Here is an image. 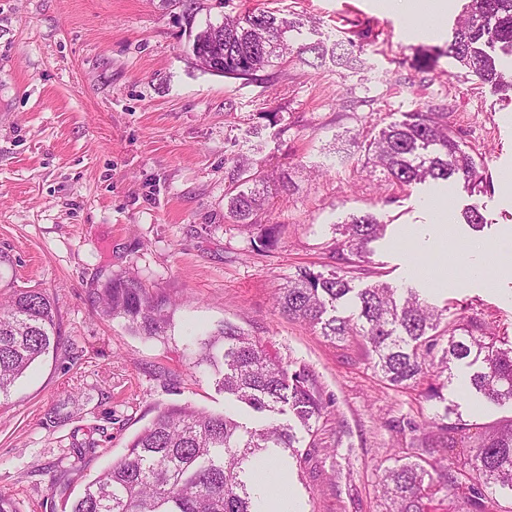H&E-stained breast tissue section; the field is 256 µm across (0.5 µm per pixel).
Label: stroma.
<instances>
[{
	"instance_id": "35a3bbf8",
	"label": "stroma",
	"mask_w": 512,
	"mask_h": 512,
	"mask_svg": "<svg viewBox=\"0 0 512 512\" xmlns=\"http://www.w3.org/2000/svg\"><path fill=\"white\" fill-rule=\"evenodd\" d=\"M199 3L188 21L174 0H0V293L47 294L60 336L0 402V494L22 512H61L157 407L226 411L212 369L193 365L191 340L229 321L307 368L325 402L313 447L279 460L292 512H385L384 471L418 458L407 423L427 428L451 407L488 426L512 419V406L479 403L456 383L439 400L426 399L422 383L390 386L362 337L335 341L288 319L276 292L299 267H337L335 226L370 213L385 231L354 288H414L431 306L512 337V278L500 272L512 228L501 191L512 177V96L448 57L416 69L424 49L447 41L464 0L430 21L382 10L380 0ZM257 10L303 18L306 41L350 44L352 62L291 56L252 81L196 68L191 44L206 21ZM349 96L370 103L341 110ZM431 102L447 105L486 192L402 187L367 164L365 136ZM240 154L272 176L270 204L248 230L224 209L226 170ZM434 199L450 213L441 255L422 243ZM472 206L486 219L478 231L461 220ZM262 224L281 227L268 253L251 246ZM474 242L492 279L445 285L459 245ZM119 275L174 305L166 336L99 316L97 293ZM88 439L96 449L83 481L61 479L64 450Z\"/></svg>"
}]
</instances>
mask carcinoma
<instances>
[{
  "label": "carcinoma",
  "mask_w": 512,
  "mask_h": 512,
  "mask_svg": "<svg viewBox=\"0 0 512 512\" xmlns=\"http://www.w3.org/2000/svg\"><path fill=\"white\" fill-rule=\"evenodd\" d=\"M303 26L300 18L265 10L226 15L219 23H207L196 34L192 49L209 48L213 36L224 39V75L250 79L280 66L292 53L288 34L300 33ZM441 55L494 90L512 92V72L500 64L502 58L512 56V0H467L444 48L424 55L418 68H428ZM365 152L368 161L399 186L456 178L475 193L487 180L452 135L445 105L407 113L405 120L387 125L369 140ZM227 178L231 185L225 195L227 212L236 223L254 226L268 203L265 175L250 159L240 157ZM384 229L371 214L352 216L339 225L334 253L345 269L324 274L298 268L278 289V308L291 319L320 326L331 339L363 337L375 355L374 369L393 387L417 382L430 364L437 383L429 384L427 396L440 399L451 364H477L478 370L469 377L475 393L497 405L512 404V348L500 347L482 321L450 320L411 288L398 296L380 281L358 291L352 287L353 273ZM278 234L279 225H261L253 247L273 249ZM348 304L352 305L349 314L327 316ZM98 309L106 317L124 320L130 331L149 337L164 335L172 323L167 303L151 295L135 277L109 279L98 293ZM58 341L57 314L42 291L21 289L0 300V398L8 397L16 381ZM197 351L193 365L213 369L225 397L263 419L248 427L230 413L215 414L185 404L160 407L132 439L126 454L71 502L69 512H258L253 502L258 473L270 462L272 450L297 456L302 443L294 427L279 416L292 411L311 435L323 410L322 395L309 371H289L259 338L230 322L198 339ZM410 432L413 446L429 455L441 448L452 456L465 444L469 451L454 470L440 459L386 469L382 486L387 512H428L427 503L466 482L472 492L461 497L462 512H487L483 487L512 493V419L472 435L466 421L450 422L445 415L432 422L428 432L419 433L415 427ZM93 448L95 443L90 442L72 449L66 477L80 474Z\"/></svg>",
  "instance_id": "cac0c4a2"
}]
</instances>
